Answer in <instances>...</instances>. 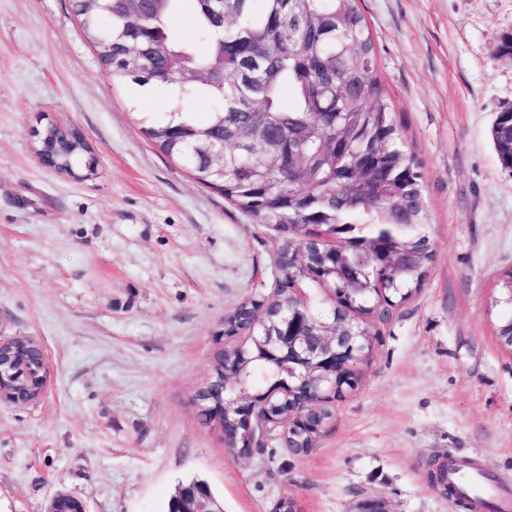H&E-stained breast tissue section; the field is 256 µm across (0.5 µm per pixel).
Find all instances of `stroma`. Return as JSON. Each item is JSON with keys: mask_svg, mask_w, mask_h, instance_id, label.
<instances>
[{"mask_svg": "<svg viewBox=\"0 0 512 512\" xmlns=\"http://www.w3.org/2000/svg\"><path fill=\"white\" fill-rule=\"evenodd\" d=\"M404 143L421 164L434 247L388 320L365 317L357 382L315 446L228 454L194 398L224 318L269 294L286 231L198 183L144 132L171 108L110 79L72 0H0V341L34 339L49 378L0 403V512H165L197 475L224 512H452L427 479L453 455L512 489V348L494 300L512 271V173L492 122L512 106V0H362ZM79 129L93 170L44 165L32 131Z\"/></svg>", "mask_w": 512, "mask_h": 512, "instance_id": "35a3bbf8", "label": "stroma"}]
</instances>
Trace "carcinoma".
I'll list each match as a JSON object with an SVG mask.
<instances>
[{"mask_svg":"<svg viewBox=\"0 0 512 512\" xmlns=\"http://www.w3.org/2000/svg\"><path fill=\"white\" fill-rule=\"evenodd\" d=\"M86 40L112 79L144 88L154 84L178 87L182 96L198 91L210 95L215 105L204 120L181 111V120L153 122L146 135L166 156L182 161L195 179L224 195L246 212L269 224L292 225L307 237L306 264L283 266L275 283V301L259 321L247 310L236 308L224 317V335L249 337L263 328H275L290 308H304L293 291L294 283L317 271L316 278L334 288L344 285L341 267L334 263V245L320 239L341 225L348 244L342 253L352 264L356 290L340 303L332 321L354 333L366 334L363 321L353 314L389 316L390 310L411 298L421 287L433 248L417 227L428 214L425 184L415 155L401 140L395 110L377 71V50L358 0H224L219 18L213 0H112L105 3L73 0ZM189 22L192 36L182 32ZM350 96L336 105V85ZM263 118L266 128L277 133L307 131L308 143L300 147L298 164L288 171L264 163L248 167L243 153L256 154L254 141L239 138L242 128ZM512 135V109L499 112L491 127L498 143ZM340 137L346 159L357 169V183L344 188L345 173L336 156L323 155L317 147L323 139ZM222 139L233 144L224 150V170L208 163L196 149L203 140ZM89 147H78L59 159V170L71 176L85 164ZM284 183L276 194L269 187ZM388 245L401 253H419L423 265L393 277L382 264L356 263L363 251ZM254 342L224 352V360L242 374L239 389L251 396L260 393L256 382L267 361L256 358ZM25 368L16 383L30 388L35 397L43 372ZM220 372L199 391L202 415L222 434L241 438L249 431L248 420L234 410H224ZM305 392L297 389L276 394L269 409L282 415ZM330 411L322 405L307 409L306 425L282 426L279 440L292 454L309 453ZM430 479L443 494L462 508L467 499L445 482L442 467Z\"/></svg>","mask_w":512,"mask_h":512,"instance_id":"cac0c4a2","label":"carcinoma"}]
</instances>
